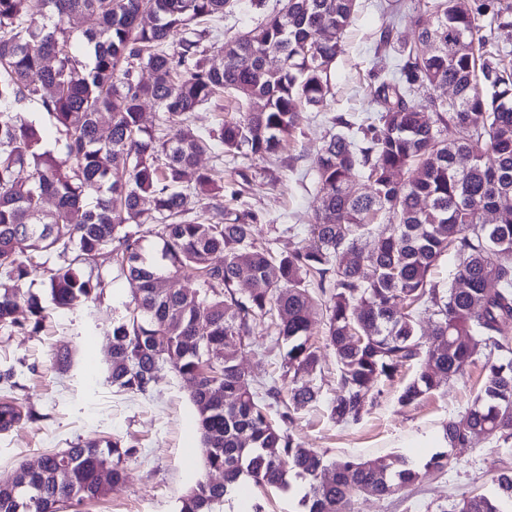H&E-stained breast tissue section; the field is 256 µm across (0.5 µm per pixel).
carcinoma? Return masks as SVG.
I'll list each match as a JSON object with an SVG mask.
<instances>
[{"mask_svg": "<svg viewBox=\"0 0 512 512\" xmlns=\"http://www.w3.org/2000/svg\"><path fill=\"white\" fill-rule=\"evenodd\" d=\"M280 2L259 25L220 41L212 23L239 0H44L41 21L28 0H0V331H38L48 301L56 310L101 301L95 258L112 253L131 287L125 314L112 319V385L148 396L167 366L193 381L207 477L180 497L178 512H219L233 492L238 512H264L242 484L284 490L291 475L307 483L306 512H350L365 491L389 495L420 479L403 457L330 460L289 433L293 414L317 397V300L339 375L332 420L359 421L378 384L410 363L418 372L398 396L403 407L480 356L482 385L443 433L455 447L474 431L512 440V205L497 223L482 220L512 202V50L501 45L512 0L383 7L374 56H395V71L376 73L370 122L332 118L315 162L321 197L309 243L274 256L257 243L256 225L223 205L224 170L201 169L198 158L219 148L266 161L301 112L333 98L332 68L356 0ZM403 20L418 42L399 37ZM426 40L432 50L422 55ZM443 85L456 99L435 95ZM222 94L237 101L240 118L205 134L193 128L189 114ZM32 102L53 119L57 149L25 115ZM148 102L160 112L158 133L142 124ZM196 198L208 200L209 214L193 210ZM372 232L377 245L365 253L358 241ZM151 238L157 258L145 253ZM450 251L460 263L443 293L431 272ZM217 253L224 258L213 260ZM37 268L44 297L23 288ZM187 275L191 289L160 284ZM243 280L256 284L246 295ZM418 308L434 318L431 346L418 334ZM268 321L286 346V382L261 392L239 355ZM23 419L0 401V431ZM135 454L118 437L49 451L38 467L20 464L0 479V512H65L99 500L124 481ZM494 483V495L464 496L453 512H509L512 470Z\"/></svg>", "mask_w": 512, "mask_h": 512, "instance_id": "cac0c4a2", "label": "carcinoma"}]
</instances>
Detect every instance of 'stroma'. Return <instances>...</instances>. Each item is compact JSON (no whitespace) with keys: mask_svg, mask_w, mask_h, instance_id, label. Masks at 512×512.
Returning <instances> with one entry per match:
<instances>
[{"mask_svg":"<svg viewBox=\"0 0 512 512\" xmlns=\"http://www.w3.org/2000/svg\"><path fill=\"white\" fill-rule=\"evenodd\" d=\"M385 2L360 0L345 52L334 69V99L323 111L301 113L276 163L242 155L224 160L225 183L241 192L235 209L255 215L256 237L272 251L286 253L308 240L320 198L314 162L332 117L342 114L356 120L366 114ZM96 265L106 277L100 304L52 313L36 333L0 332V373H14L11 382L0 381V399L14 398L22 411L33 414L32 420L12 431L0 432V477L12 473L18 463L37 464L47 451L116 435L137 450L128 464L126 483L75 512H177L179 498L201 472L191 383L167 369L149 398L112 386L108 379L112 318L124 312L131 292L109 252H101ZM311 317L312 341L322 358L321 371L313 377L320 400L297 415L289 430L303 447L326 458L400 454L422 461L431 454L427 442L442 432L449 417L464 413L482 384V364L477 361L464 377L450 379L419 404L403 407L397 398L415 375L414 368L407 367L393 381L380 384L373 405L358 423L333 422L328 405L338 387L335 360L325 346L320 312L312 311ZM60 351L69 352L71 358L64 371L55 363ZM282 354L273 332L261 327L242 351L240 362L251 378L268 382L280 379ZM510 468L512 443L479 437L451 449L447 469L423 472L415 485L392 495L360 496L352 512H449L463 496L491 493L498 470Z\"/></svg>","mask_w":512,"mask_h":512,"instance_id":"obj_1","label":"stroma"}]
</instances>
